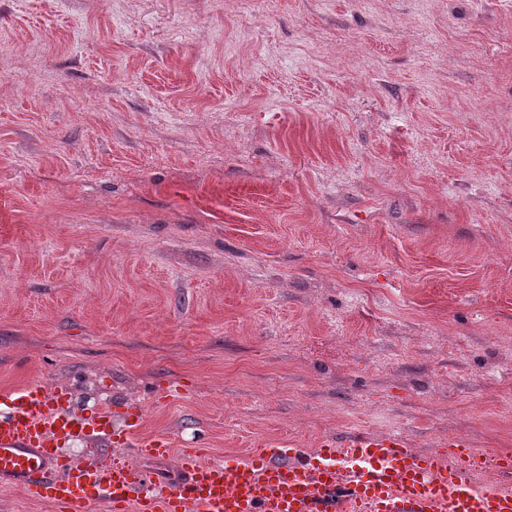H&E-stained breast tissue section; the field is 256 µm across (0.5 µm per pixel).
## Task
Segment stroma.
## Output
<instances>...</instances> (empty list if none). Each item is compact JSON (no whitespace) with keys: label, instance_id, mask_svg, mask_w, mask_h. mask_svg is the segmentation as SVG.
Returning a JSON list of instances; mask_svg holds the SVG:
<instances>
[{"label":"stroma","instance_id":"1","mask_svg":"<svg viewBox=\"0 0 512 512\" xmlns=\"http://www.w3.org/2000/svg\"><path fill=\"white\" fill-rule=\"evenodd\" d=\"M28 384L214 460L512 452V6L0 0V392Z\"/></svg>","mask_w":512,"mask_h":512}]
</instances>
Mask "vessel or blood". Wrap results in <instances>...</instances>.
<instances>
[{
  "mask_svg": "<svg viewBox=\"0 0 512 512\" xmlns=\"http://www.w3.org/2000/svg\"><path fill=\"white\" fill-rule=\"evenodd\" d=\"M0 412V483L78 512H512V453L479 450L462 435L440 451L417 452L402 432L323 438L311 448L252 449L207 459L184 449L177 471L162 477L142 459L171 454L162 435L141 433L142 410L113 429L104 409L87 418L67 409V391L31 384L8 393ZM83 436L118 446L125 458L75 465L58 455L61 439Z\"/></svg>",
  "mask_w": 512,
  "mask_h": 512,
  "instance_id": "obj_1",
  "label": "vessel or blood"
}]
</instances>
